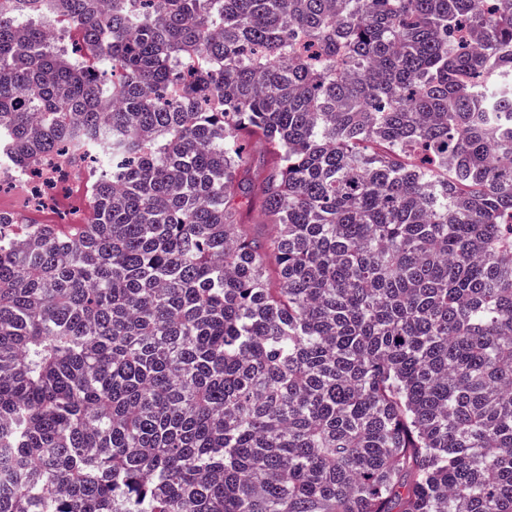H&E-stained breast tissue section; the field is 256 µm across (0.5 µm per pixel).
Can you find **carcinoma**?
Wrapping results in <instances>:
<instances>
[{"instance_id":"1","label":"carcinoma","mask_w":512,"mask_h":512,"mask_svg":"<svg viewBox=\"0 0 512 512\" xmlns=\"http://www.w3.org/2000/svg\"><path fill=\"white\" fill-rule=\"evenodd\" d=\"M90 155L0 213V512H512V0L0 8V181ZM89 167L84 165L68 166L61 168L58 164L55 166L44 165L32 171L26 170L18 175H11L9 188L0 193V212L5 209L1 205V197L10 196L18 186L25 188L27 193V204L37 206L40 210L47 211L54 209L55 196L62 193L71 184H86L89 179ZM37 177L39 181L50 182L56 187L54 196H39L37 180L31 178ZM40 197V198H39Z\"/></svg>"}]
</instances>
